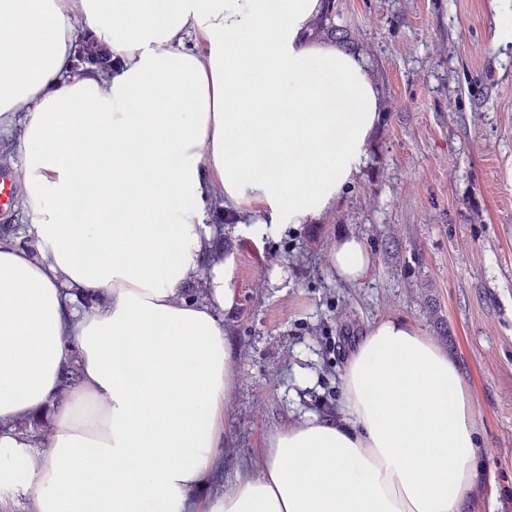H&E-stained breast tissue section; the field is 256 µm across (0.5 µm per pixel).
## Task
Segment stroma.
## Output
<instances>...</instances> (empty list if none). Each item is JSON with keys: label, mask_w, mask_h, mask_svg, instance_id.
<instances>
[{"label": "stroma", "mask_w": 512, "mask_h": 512, "mask_svg": "<svg viewBox=\"0 0 512 512\" xmlns=\"http://www.w3.org/2000/svg\"><path fill=\"white\" fill-rule=\"evenodd\" d=\"M385 107L358 180L311 224L257 235L213 226L234 259L223 313L237 377L227 469L267 432L336 416L350 351L385 318L415 324L472 388L493 493L467 512H512V0H336ZM360 238L367 275L333 276L328 250Z\"/></svg>", "instance_id": "obj_1"}]
</instances>
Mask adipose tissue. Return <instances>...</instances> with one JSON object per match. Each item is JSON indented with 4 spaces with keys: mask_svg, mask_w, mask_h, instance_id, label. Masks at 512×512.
I'll return each mask as SVG.
<instances>
[{
    "mask_svg": "<svg viewBox=\"0 0 512 512\" xmlns=\"http://www.w3.org/2000/svg\"><path fill=\"white\" fill-rule=\"evenodd\" d=\"M324 0H0V134L19 132L35 253L0 241V507L34 512H465L490 485L458 362L412 323L351 352L339 417L223 464L237 387L218 310L231 258L205 261L215 202L245 224H305L361 173L382 96L316 35ZM87 31L112 69L76 63ZM336 278L371 265L356 237ZM203 278V301L184 297ZM80 288L106 297L77 309ZM78 361L81 379L61 392ZM50 409L45 452L11 431Z\"/></svg>",
    "mask_w": 512,
    "mask_h": 512,
    "instance_id": "ef3b65f1",
    "label": "adipose tissue"
}]
</instances>
